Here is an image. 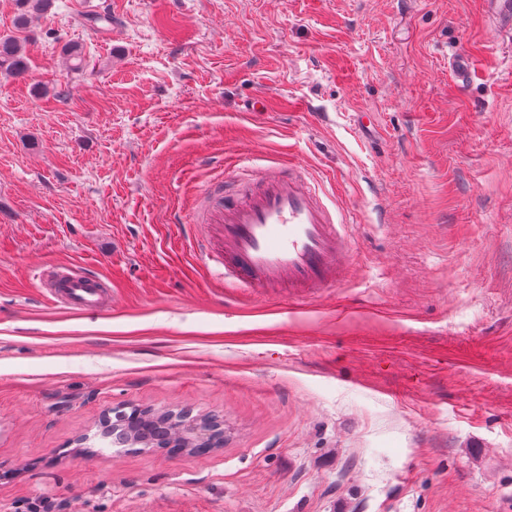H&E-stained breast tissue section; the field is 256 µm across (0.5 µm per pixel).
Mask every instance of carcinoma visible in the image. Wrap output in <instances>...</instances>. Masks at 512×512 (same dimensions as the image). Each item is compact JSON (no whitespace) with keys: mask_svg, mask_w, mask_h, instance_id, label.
<instances>
[{"mask_svg":"<svg viewBox=\"0 0 512 512\" xmlns=\"http://www.w3.org/2000/svg\"><path fill=\"white\" fill-rule=\"evenodd\" d=\"M53 4L54 0H16L15 33L0 36V71L14 78H22L29 72L30 58L19 34L26 31L32 20L48 15ZM64 55L70 72L84 70L82 46L68 44ZM99 437L111 446L142 444L147 448H183L189 445L195 454L210 450V441H199L187 434L182 421L168 412L121 413L116 420L102 423Z\"/></svg>","mask_w":512,"mask_h":512,"instance_id":"1","label":"carcinoma"}]
</instances>
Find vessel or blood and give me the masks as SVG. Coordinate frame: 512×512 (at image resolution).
<instances>
[{"label": "vessel or blood", "mask_w": 512, "mask_h": 512, "mask_svg": "<svg viewBox=\"0 0 512 512\" xmlns=\"http://www.w3.org/2000/svg\"><path fill=\"white\" fill-rule=\"evenodd\" d=\"M318 179L303 166L256 177L243 198L225 195L223 183L203 191V220L220 227L204 260H223L224 276L246 288L288 284L325 288L347 269L349 221L337 214ZM42 285L68 309L103 312L112 304L106 282L81 272L44 271Z\"/></svg>", "instance_id": "vessel-or-blood-1"}]
</instances>
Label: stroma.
<instances>
[{
    "label": "stroma",
    "mask_w": 512,
    "mask_h": 512,
    "mask_svg": "<svg viewBox=\"0 0 512 512\" xmlns=\"http://www.w3.org/2000/svg\"><path fill=\"white\" fill-rule=\"evenodd\" d=\"M26 39L28 76L0 72V512H512V47L487 0H55ZM228 163L233 193L310 168L351 220L346 278L225 282L194 215ZM53 267L111 309L63 307ZM119 406L224 441L97 447ZM42 285L56 301L77 312H104L112 305L106 282L81 272L44 270Z\"/></svg>",
    "instance_id": "1"
}]
</instances>
